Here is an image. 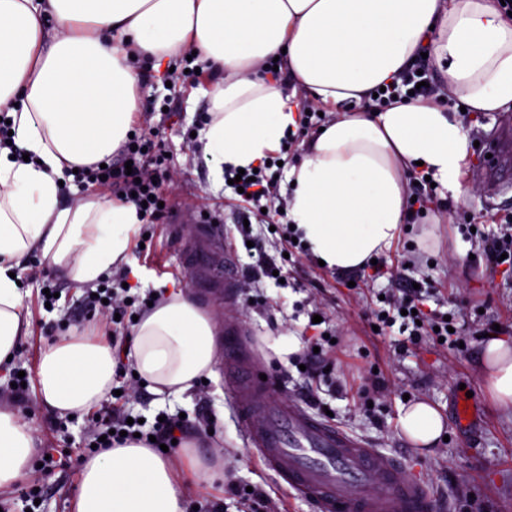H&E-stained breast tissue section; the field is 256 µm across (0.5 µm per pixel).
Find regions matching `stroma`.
<instances>
[{
	"label": "stroma",
	"mask_w": 512,
	"mask_h": 512,
	"mask_svg": "<svg viewBox=\"0 0 512 512\" xmlns=\"http://www.w3.org/2000/svg\"><path fill=\"white\" fill-rule=\"evenodd\" d=\"M137 80L134 94L137 127H157L169 154V176L164 184L172 214L167 223L150 226L152 235L142 253H130L127 269L132 295L192 290L193 283L182 267L178 244L167 234L168 224H195L200 217L219 225L224 241L240 263L251 257L274 260L280 276L240 281L236 306H209L216 323L234 319L247 331L252 351L262 358L272 383L286 398L303 400L310 384L296 356L278 359L267 345L281 335L296 336L308 345L323 335L336 337L335 380H321L316 415L332 412V421L373 447L401 458L407 473L420 477L437 495L444 512H512V415L500 412L486 391L487 373L481 330L486 323L499 325L501 337L512 339V269L487 265L481 238L470 235L469 221L496 227L512 217V192L500 197L498 206L485 202L484 165L475 143L505 123L501 112H466L459 119L474 146L459 181L464 194L455 210L439 201L428 202L418 217L404 224L393 247L379 255L383 276L372 278L358 271L353 282L340 280L336 270L319 265L310 254L286 253L278 232L266 218L244 203L225 184L216 182L211 169L199 168L193 160L200 151L194 134L200 131L212 108L209 89L218 80L203 70L197 81L185 80L181 71L157 73L150 61L134 63ZM435 223L436 239L431 251H412L427 223ZM41 257L26 254L16 272L24 292V308L30 333L21 341L19 357L12 366H0V378L11 370L36 373L41 352L58 341L68 327L76 326L93 336L123 342L126 325H113L89 315L83 306L84 287L56 269L48 274L59 287L53 308L40 302L41 278L33 271ZM420 285L425 293L424 312L451 316L459 327L463 347L449 349L431 337L419 338L405 349H397L399 333L377 335L366 320L379 297L400 285ZM322 320L310 321L312 312ZM379 372L381 388H361L358 378ZM468 400L472 417L460 422L456 416L460 400ZM426 400L445 416V441L431 451L412 446L397 428L398 410L404 401ZM125 410L154 421L158 414L194 416L207 408L214 424L212 432L192 434L188 442L194 453L219 468L215 480L197 478L184 448L172 453L176 485L189 512H242L247 488L265 492L272 512H318L309 499L288 493L272 472L251 458L235 412L224 390L222 376L180 397L157 395L148 388L125 398ZM23 419L32 429L37 448H54L58 454L49 470L29 471L11 490L0 492V506L11 512H75L74 498L90 416H61L32 395ZM35 486L36 506L22 501V491Z\"/></svg>",
	"instance_id": "stroma-1"
}]
</instances>
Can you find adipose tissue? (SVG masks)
Masks as SVG:
<instances>
[{"instance_id": "ef3b65f1", "label": "adipose tissue", "mask_w": 512, "mask_h": 512, "mask_svg": "<svg viewBox=\"0 0 512 512\" xmlns=\"http://www.w3.org/2000/svg\"><path fill=\"white\" fill-rule=\"evenodd\" d=\"M429 50L448 92L470 112L512 111V20L494 0H0V112L14 146L0 148V365L28 335L14 260L39 251L69 279L95 286L128 261L141 221L134 204L102 196L61 207L76 168L117 150L137 109L134 56L173 65L193 51L223 72L199 137L216 180L258 165L296 131L300 99L333 118L288 169V219L328 268L357 271L388 251L405 221L415 167L453 197L469 155L462 123L434 101L367 106ZM280 60L291 87L259 75ZM217 325L187 293L166 294L134 325L131 359L159 395L212 376ZM488 392L512 413V345L487 341ZM112 342L79 328L41 355L39 396L60 414L88 410L111 387ZM400 434L430 449L442 413L401 407ZM30 428L0 407V491L29 470ZM76 512H184L171 461L137 442L83 460Z\"/></svg>"}]
</instances>
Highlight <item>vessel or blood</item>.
<instances>
[{"label": "vessel or blood", "mask_w": 512, "mask_h": 512, "mask_svg": "<svg viewBox=\"0 0 512 512\" xmlns=\"http://www.w3.org/2000/svg\"><path fill=\"white\" fill-rule=\"evenodd\" d=\"M488 203L512 189V134L485 137ZM182 260L200 299L231 301L240 271L217 226L181 227ZM221 365L224 387L254 457L273 471L287 491L312 499L320 512H439L426 484L407 476L403 461L372 448L337 425L280 396L263 381L244 329L224 324Z\"/></svg>", "instance_id": "vessel-or-blood-1"}]
</instances>
